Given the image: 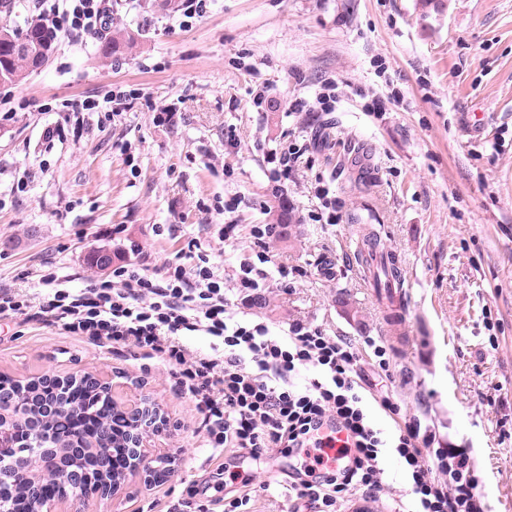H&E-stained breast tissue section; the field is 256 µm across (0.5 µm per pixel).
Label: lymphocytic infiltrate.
I'll return each mask as SVG.
<instances>
[{"mask_svg": "<svg viewBox=\"0 0 512 512\" xmlns=\"http://www.w3.org/2000/svg\"><path fill=\"white\" fill-rule=\"evenodd\" d=\"M106 15L105 0H44L37 20L56 34H97ZM276 231L273 224L251 228L258 251L236 274L241 303L268 284L264 246ZM179 256L158 277L124 263L111 279L85 288L53 273L40 275L44 291L34 297L1 286L0 318L56 326L171 368L202 415L205 447L237 449L257 464L274 451L291 458L283 493L288 512H342L351 493L383 491L382 458L389 452L403 462L413 512H484L467 451L436 447L419 418L365 386L361 353H370L382 373L390 371L382 339L368 336L356 345L301 321L272 330L231 309L224 281L197 239ZM187 336L208 337V350H190ZM375 404L395 416V430L375 426ZM340 432L342 448L328 454Z\"/></svg>", "mask_w": 512, "mask_h": 512, "instance_id": "1", "label": "lymphocytic infiltrate"}]
</instances>
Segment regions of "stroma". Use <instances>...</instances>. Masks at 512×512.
<instances>
[{
  "mask_svg": "<svg viewBox=\"0 0 512 512\" xmlns=\"http://www.w3.org/2000/svg\"><path fill=\"white\" fill-rule=\"evenodd\" d=\"M158 2L112 5L130 52L106 58L101 35L61 33L41 69L0 85V286L34 293L40 270L93 284L89 259L103 247L152 275L194 238L229 288L255 257L251 226L272 223L281 194L301 224L267 249L301 274L285 289L270 280L247 310L355 343L385 333L354 255L372 229L399 257L410 310L389 342V373L360 365L437 446L470 454L485 512H512V0H443L439 12L420 0H211L190 19ZM328 81L330 111H289ZM112 90L124 94L116 114L70 120ZM163 109L171 122L155 121ZM58 125L66 138L48 145L44 131ZM291 147L301 155L285 177L268 157ZM0 374H93L117 402L161 407L168 428L155 446L173 475L129 479L85 512L231 496V474L244 471L258 484L285 478L281 455L256 466L201 447V414L157 360L13 318L0 320ZM384 467L389 490L351 497L344 512H392L406 482L396 456Z\"/></svg>",
  "mask_w": 512,
  "mask_h": 512,
  "instance_id": "stroma-1",
  "label": "stroma"
}]
</instances>
